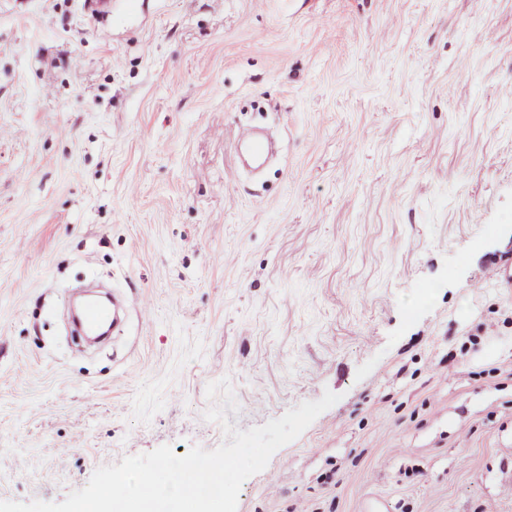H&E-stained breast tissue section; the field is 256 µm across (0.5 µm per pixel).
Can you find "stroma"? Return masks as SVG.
<instances>
[{
	"instance_id": "stroma-1",
	"label": "stroma",
	"mask_w": 512,
	"mask_h": 512,
	"mask_svg": "<svg viewBox=\"0 0 512 512\" xmlns=\"http://www.w3.org/2000/svg\"><path fill=\"white\" fill-rule=\"evenodd\" d=\"M510 87L512 0H0V500L214 449L226 377L244 431L340 396L237 512H512Z\"/></svg>"
}]
</instances>
